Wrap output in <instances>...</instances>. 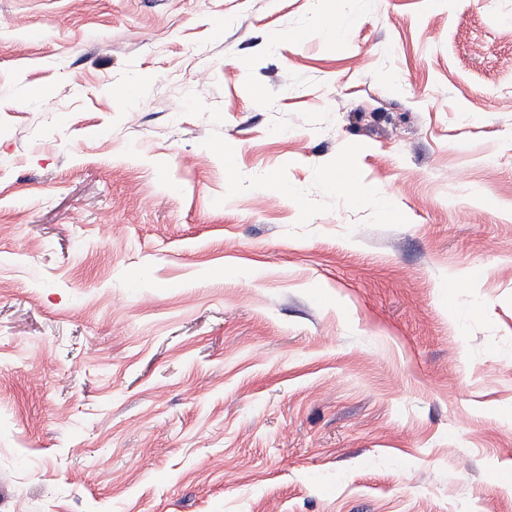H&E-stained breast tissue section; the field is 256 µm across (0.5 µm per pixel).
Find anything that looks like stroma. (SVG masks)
<instances>
[{"label": "stroma", "mask_w": 512, "mask_h": 512, "mask_svg": "<svg viewBox=\"0 0 512 512\" xmlns=\"http://www.w3.org/2000/svg\"><path fill=\"white\" fill-rule=\"evenodd\" d=\"M0 512H512V0H0Z\"/></svg>", "instance_id": "35a3bbf8"}]
</instances>
